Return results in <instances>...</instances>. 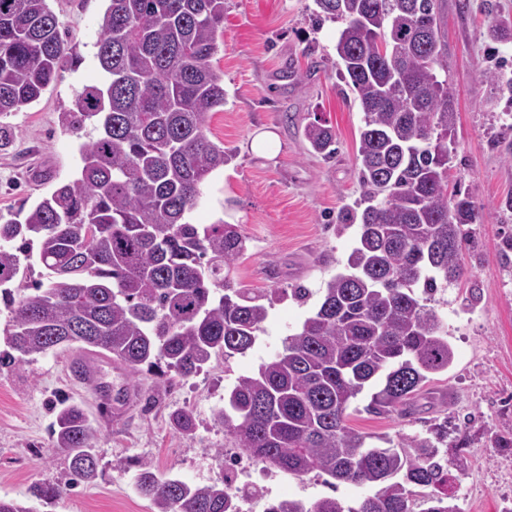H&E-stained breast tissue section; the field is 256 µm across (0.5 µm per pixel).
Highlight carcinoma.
Segmentation results:
<instances>
[{"label": "carcinoma", "instance_id": "1", "mask_svg": "<svg viewBox=\"0 0 512 512\" xmlns=\"http://www.w3.org/2000/svg\"><path fill=\"white\" fill-rule=\"evenodd\" d=\"M314 3L343 24L336 76L364 114L360 197L336 217L358 225V238L318 310L271 361L238 377L214 418L239 455L267 468L369 488L352 506L282 499L266 512H461L455 483L467 439L444 397L443 417L423 435L371 442L348 424L352 400L372 384L367 411L415 420L430 376L454 360L429 303L465 274L474 243L466 226L480 212L469 194L448 192L454 93L434 0ZM222 33L224 0H108L96 53L103 78L61 116L96 132L80 148V176L0 222V300L10 312L0 370L79 343L133 376L188 378L253 346L268 309L264 295L231 285L242 236L231 224L185 220L201 184L232 160L207 133L226 95L212 64ZM487 35L512 40V21L492 19ZM77 59L48 0H0V118L39 99ZM481 76L512 94L508 73ZM303 135L314 152L336 154L321 121ZM34 251L44 273L30 282L22 260ZM172 421L192 435L191 412ZM52 435L73 483L95 480L98 434L85 411L59 401ZM137 467L136 490L153 512H239L222 479L189 484L147 461ZM29 494L53 500L63 488L35 483Z\"/></svg>", "mask_w": 512, "mask_h": 512}]
</instances>
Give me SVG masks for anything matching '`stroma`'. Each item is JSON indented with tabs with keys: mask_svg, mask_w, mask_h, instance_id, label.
Listing matches in <instances>:
<instances>
[{
	"mask_svg": "<svg viewBox=\"0 0 512 512\" xmlns=\"http://www.w3.org/2000/svg\"><path fill=\"white\" fill-rule=\"evenodd\" d=\"M60 30L77 45L78 63L66 66L41 97L8 116L10 143L0 150V215L33 206L81 168L80 146L93 132L64 128L60 114L84 85L101 76L95 54L107 0H50ZM448 51V83L455 95L454 152L449 183L473 196L483 211L475 227L476 245L464 254L459 284L436 295L432 307L448 328L454 362L433 375L430 386L443 393L449 415L465 421L469 470L460 487L462 512H500L512 495V453L493 448L491 438L512 425V261L497 249L512 234V211L501 203L512 195V161L496 139L512 95L481 78L486 69L512 67V42L491 43L490 14L512 18V0H435ZM313 0H224V33L213 64L224 73L228 92L212 114L208 136L234 150L233 161L201 185L186 220L203 226L235 225L245 250L230 272L235 285L279 289L268 317L245 354L212 360L197 375L163 383L151 374L132 376L103 364L100 382L136 393L121 418L100 414L99 390L77 376L84 354L79 345L57 349L12 370L0 371V498L24 499L35 483L63 486L36 512H152L135 487L136 460L150 461L162 474L191 484L223 477L224 455L233 448L213 418L238 376L251 374L281 351L316 311L328 280L342 272L356 244L357 226L338 228L336 216L360 194L355 169L363 113L354 94L336 77L339 25L317 21ZM312 50L314 66L300 84L286 78L289 58ZM326 121L336 136V155L314 153L302 135L314 119ZM275 137L270 152L252 151L253 139ZM308 288L300 302L290 288ZM80 405L99 432V475L92 484H73L64 449L55 447L52 402ZM369 394L350 407L349 424L368 435L393 438L421 426L396 415L367 412ZM192 413L195 431L184 437L172 425L174 411ZM262 498L246 501L242 512H265L269 502L293 498L313 503L330 495L345 504L365 487L325 484L318 473L295 477L257 469Z\"/></svg>",
	"mask_w": 512,
	"mask_h": 512,
	"instance_id": "1",
	"label": "stroma"
}]
</instances>
